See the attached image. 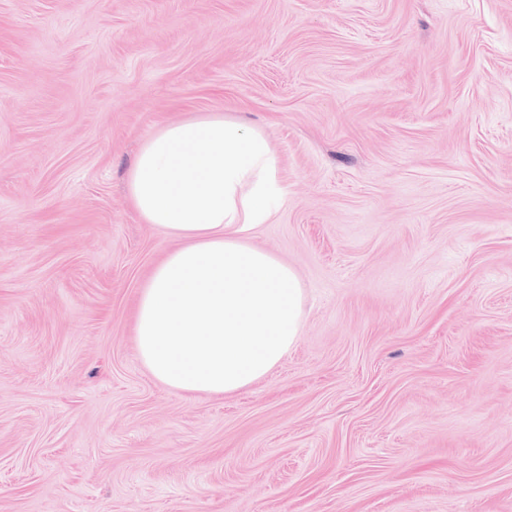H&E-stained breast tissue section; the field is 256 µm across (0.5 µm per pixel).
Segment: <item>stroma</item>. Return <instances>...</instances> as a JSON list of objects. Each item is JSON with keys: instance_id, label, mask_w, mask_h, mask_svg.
I'll list each match as a JSON object with an SVG mask.
<instances>
[{"instance_id": "stroma-1", "label": "stroma", "mask_w": 512, "mask_h": 512, "mask_svg": "<svg viewBox=\"0 0 512 512\" xmlns=\"http://www.w3.org/2000/svg\"><path fill=\"white\" fill-rule=\"evenodd\" d=\"M203 112L306 293L224 398L134 339L126 174ZM0 512H512V0H0Z\"/></svg>"}]
</instances>
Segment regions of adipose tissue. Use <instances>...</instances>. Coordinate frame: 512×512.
<instances>
[{
	"instance_id": "obj_1",
	"label": "adipose tissue",
	"mask_w": 512,
	"mask_h": 512,
	"mask_svg": "<svg viewBox=\"0 0 512 512\" xmlns=\"http://www.w3.org/2000/svg\"><path fill=\"white\" fill-rule=\"evenodd\" d=\"M125 188L142 223L181 242L139 290L141 363L179 392L246 390L287 356L303 319L294 269L244 238L280 191L267 136L214 112L161 125Z\"/></svg>"
}]
</instances>
